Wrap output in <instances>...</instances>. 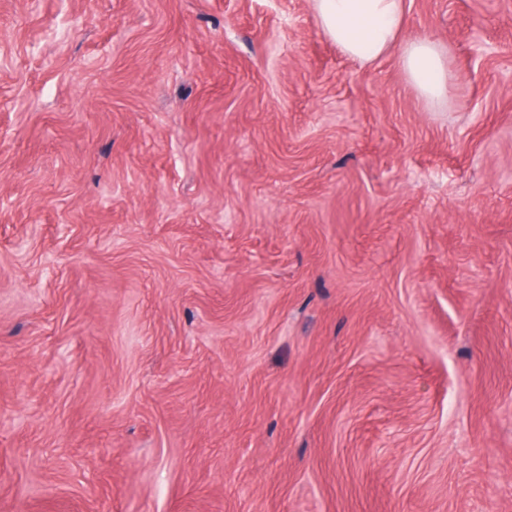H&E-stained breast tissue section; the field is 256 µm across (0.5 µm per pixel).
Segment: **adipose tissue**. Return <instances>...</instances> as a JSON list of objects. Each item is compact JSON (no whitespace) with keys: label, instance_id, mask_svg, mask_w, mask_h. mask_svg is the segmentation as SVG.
<instances>
[{"label":"adipose tissue","instance_id":"1","mask_svg":"<svg viewBox=\"0 0 512 512\" xmlns=\"http://www.w3.org/2000/svg\"><path fill=\"white\" fill-rule=\"evenodd\" d=\"M323 34L347 58L370 64L401 46V66L410 84L429 103L445 98L448 55L437 42L404 37V0H312Z\"/></svg>","mask_w":512,"mask_h":512}]
</instances>
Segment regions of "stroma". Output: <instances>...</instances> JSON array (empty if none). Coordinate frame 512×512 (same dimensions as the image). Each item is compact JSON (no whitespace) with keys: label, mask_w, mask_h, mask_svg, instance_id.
Segmentation results:
<instances>
[{"label":"stroma","mask_w":512,"mask_h":512,"mask_svg":"<svg viewBox=\"0 0 512 512\" xmlns=\"http://www.w3.org/2000/svg\"><path fill=\"white\" fill-rule=\"evenodd\" d=\"M0 0V512H512V0ZM312 9L323 34L347 58L371 64L401 40V66L418 94L428 103L448 95L445 49L426 37L401 38L404 0H312Z\"/></svg>","instance_id":"1"}]
</instances>
